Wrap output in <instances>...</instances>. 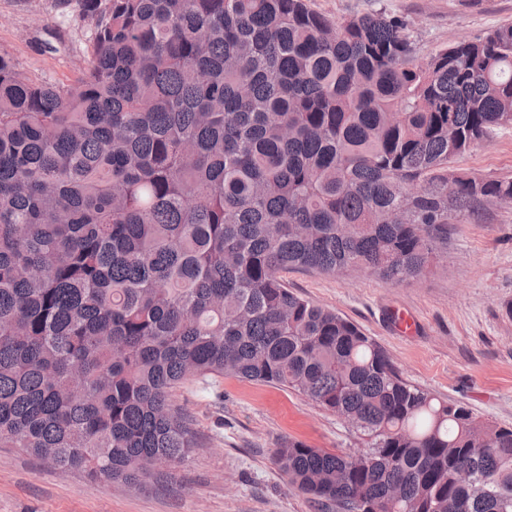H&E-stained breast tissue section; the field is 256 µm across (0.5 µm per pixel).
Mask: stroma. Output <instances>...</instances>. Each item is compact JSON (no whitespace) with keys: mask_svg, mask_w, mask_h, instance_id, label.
I'll use <instances>...</instances> for the list:
<instances>
[{"mask_svg":"<svg viewBox=\"0 0 512 512\" xmlns=\"http://www.w3.org/2000/svg\"><path fill=\"white\" fill-rule=\"evenodd\" d=\"M331 18L385 11L408 24L420 58L512 23V0H309ZM92 22L78 0H0V55L34 80L72 83ZM451 167L512 178V127L453 159ZM438 267L390 285L365 271L285 273L296 294L358 325L404 378L475 416L512 428V204L486 203L480 217L448 227ZM400 307L418 333L397 332ZM193 422L196 446L177 466L156 467L142 487L47 469L18 448H0V512H335L289 486L272 451L292 438L348 451L363 442L336 415L299 394L238 378L206 377L173 393Z\"/></svg>","mask_w":512,"mask_h":512,"instance_id":"obj_1","label":"stroma"}]
</instances>
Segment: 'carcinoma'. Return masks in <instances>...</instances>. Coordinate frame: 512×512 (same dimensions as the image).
I'll use <instances>...</instances> for the list:
<instances>
[{"instance_id": "carcinoma-1", "label": "carcinoma", "mask_w": 512, "mask_h": 512, "mask_svg": "<svg viewBox=\"0 0 512 512\" xmlns=\"http://www.w3.org/2000/svg\"><path fill=\"white\" fill-rule=\"evenodd\" d=\"M70 84L0 55V447L126 487L194 447L192 377L292 390L362 451L273 461L336 512H512V429L410 384L303 267L430 274L512 201L450 172L512 127V24L421 61L400 19L306 0H81Z\"/></svg>"}]
</instances>
